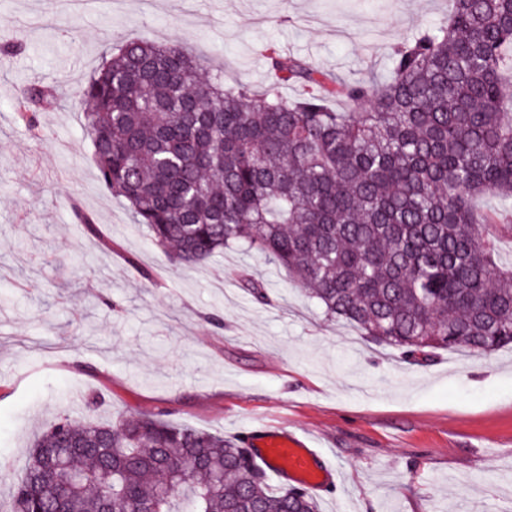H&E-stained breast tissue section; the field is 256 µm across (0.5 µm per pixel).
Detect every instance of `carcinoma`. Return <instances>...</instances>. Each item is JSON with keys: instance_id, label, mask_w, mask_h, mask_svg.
Here are the masks:
<instances>
[{"instance_id": "obj_1", "label": "carcinoma", "mask_w": 512, "mask_h": 512, "mask_svg": "<svg viewBox=\"0 0 512 512\" xmlns=\"http://www.w3.org/2000/svg\"><path fill=\"white\" fill-rule=\"evenodd\" d=\"M273 82L224 85L176 43L124 42L80 91L103 186L179 265L241 246L286 269L324 316L411 358L512 345V0H452L393 45L390 76L343 79L274 45ZM295 85L288 98L282 85ZM29 83L17 119L39 124ZM318 512L240 440L156 414L58 415L6 512Z\"/></svg>"}]
</instances>
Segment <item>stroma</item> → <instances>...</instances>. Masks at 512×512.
Returning <instances> with one entry per match:
<instances>
[{
  "label": "stroma",
  "mask_w": 512,
  "mask_h": 512,
  "mask_svg": "<svg viewBox=\"0 0 512 512\" xmlns=\"http://www.w3.org/2000/svg\"><path fill=\"white\" fill-rule=\"evenodd\" d=\"M450 0H0V499L38 428L162 413L248 439L278 421L334 457L319 512H512V349L413 362L324 317L262 255L170 262L106 190L75 92L106 47L178 41L263 87L264 44L344 77L384 75L392 45ZM47 86L40 126L20 89ZM80 207L98 227L75 222ZM268 293L257 302L247 288ZM222 317L223 327L208 322ZM100 394L89 410L79 394ZM49 97L44 86L36 83H29L25 86L19 99V110L17 119L25 127L32 128L39 124L38 113L30 112L29 103L44 101Z\"/></svg>",
  "instance_id": "stroma-1"
}]
</instances>
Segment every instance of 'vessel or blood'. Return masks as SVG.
<instances>
[{
    "label": "vessel or blood",
    "mask_w": 512,
    "mask_h": 512,
    "mask_svg": "<svg viewBox=\"0 0 512 512\" xmlns=\"http://www.w3.org/2000/svg\"><path fill=\"white\" fill-rule=\"evenodd\" d=\"M252 438L262 444L257 462L273 477L293 481L313 493L334 481L335 462L287 425L255 431Z\"/></svg>",
    "instance_id": "1"
}]
</instances>
